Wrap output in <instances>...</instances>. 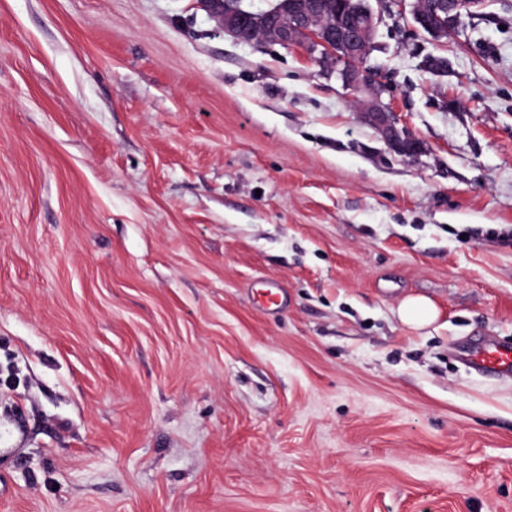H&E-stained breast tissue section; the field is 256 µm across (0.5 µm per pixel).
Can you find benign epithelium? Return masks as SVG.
<instances>
[{
	"instance_id": "7a95c632",
	"label": "benign epithelium",
	"mask_w": 512,
	"mask_h": 512,
	"mask_svg": "<svg viewBox=\"0 0 512 512\" xmlns=\"http://www.w3.org/2000/svg\"><path fill=\"white\" fill-rule=\"evenodd\" d=\"M215 17L224 31L238 37L244 26L268 43L298 46L312 60L339 68L346 86L364 94L358 105L366 122L399 155L413 157L423 150L422 143L397 126L392 112L379 101L381 85L365 67L370 41L379 16L372 9L355 10L343 21L325 17L323 0H279L268 11L251 12L240 0H210ZM434 17L423 11L412 12L417 28L437 40L455 29L461 15L460 0H437Z\"/></svg>"
}]
</instances>
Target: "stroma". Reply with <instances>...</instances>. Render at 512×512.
Instances as JSON below:
<instances>
[{"mask_svg": "<svg viewBox=\"0 0 512 512\" xmlns=\"http://www.w3.org/2000/svg\"><path fill=\"white\" fill-rule=\"evenodd\" d=\"M370 2L414 158L205 0H0V512H512V0ZM437 0L434 5L436 13L434 17L429 18L421 9L413 10L412 17L415 25L421 31L428 34L431 38L437 40L443 36L448 35L455 29L461 15V11L468 13L467 1L461 0ZM401 322L411 328H423L434 323L439 317V310L434 302L424 296H410L398 305ZM468 365L483 374L512 377V345L485 342L466 351Z\"/></svg>", "mask_w": 512, "mask_h": 512, "instance_id": "35a3bbf8", "label": "stroma"}]
</instances>
